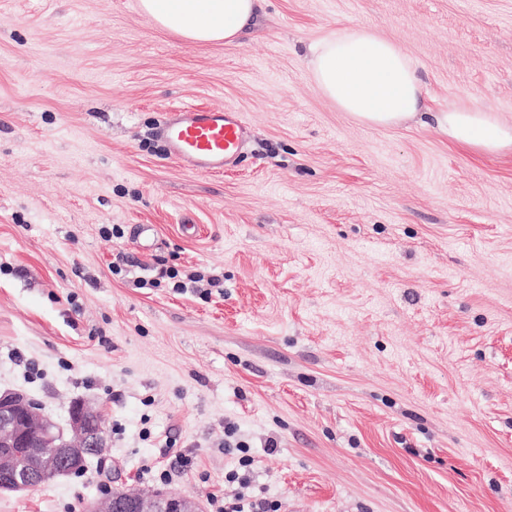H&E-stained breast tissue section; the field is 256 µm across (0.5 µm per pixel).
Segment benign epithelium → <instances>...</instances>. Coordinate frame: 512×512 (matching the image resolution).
<instances>
[{"label": "benign epithelium", "mask_w": 512, "mask_h": 512, "mask_svg": "<svg viewBox=\"0 0 512 512\" xmlns=\"http://www.w3.org/2000/svg\"><path fill=\"white\" fill-rule=\"evenodd\" d=\"M107 447L103 410L97 403L73 402L62 427L24 394L0 393V492L26 491L43 477L71 475L84 467L87 457L104 458ZM85 512H201V507L181 496L129 490L91 499Z\"/></svg>", "instance_id": "7a95c632"}]
</instances>
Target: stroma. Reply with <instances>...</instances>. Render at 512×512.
Returning a JSON list of instances; mask_svg holds the SVG:
<instances>
[{"label": "stroma", "mask_w": 512, "mask_h": 512, "mask_svg": "<svg viewBox=\"0 0 512 512\" xmlns=\"http://www.w3.org/2000/svg\"><path fill=\"white\" fill-rule=\"evenodd\" d=\"M360 24L410 56L422 121L361 125L316 87L310 45ZM454 105L512 124V0H261L204 45L138 0H0V391L60 424L93 400L109 438L0 512H83L104 483L512 512V151L450 144ZM187 106L242 114L233 169L155 136ZM162 263L224 288L140 287Z\"/></svg>", "instance_id": "35a3bbf8"}]
</instances>
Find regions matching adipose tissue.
I'll use <instances>...</instances> for the list:
<instances>
[{"mask_svg": "<svg viewBox=\"0 0 512 512\" xmlns=\"http://www.w3.org/2000/svg\"><path fill=\"white\" fill-rule=\"evenodd\" d=\"M259 0H140L163 31L193 44L230 43L250 24ZM312 76L321 93L355 121L399 126L415 120L423 87L406 50L368 25L334 29L311 47ZM440 132L481 154L512 151V126L496 113L457 106L434 113Z\"/></svg>", "mask_w": 512, "mask_h": 512, "instance_id": "obj_1", "label": "adipose tissue"}]
</instances>
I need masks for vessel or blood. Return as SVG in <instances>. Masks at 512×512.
<instances>
[{"instance_id": "1", "label": "vessel or blood", "mask_w": 512, "mask_h": 512, "mask_svg": "<svg viewBox=\"0 0 512 512\" xmlns=\"http://www.w3.org/2000/svg\"><path fill=\"white\" fill-rule=\"evenodd\" d=\"M158 136L171 155L199 172L223 170L239 153L246 134L241 113L188 106L171 113Z\"/></svg>"}]
</instances>
